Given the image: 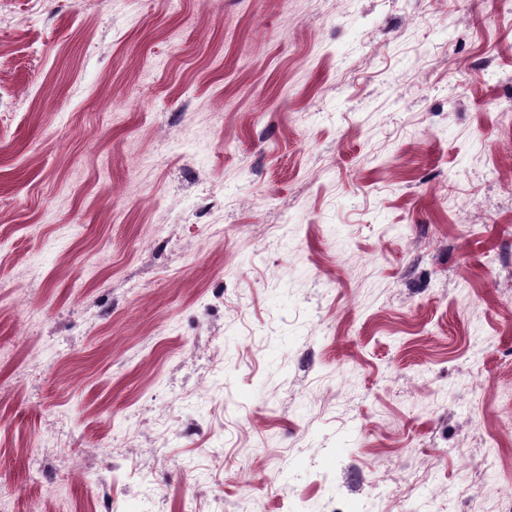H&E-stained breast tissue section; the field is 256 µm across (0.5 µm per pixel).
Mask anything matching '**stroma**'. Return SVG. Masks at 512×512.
<instances>
[{
    "instance_id": "1",
    "label": "stroma",
    "mask_w": 512,
    "mask_h": 512,
    "mask_svg": "<svg viewBox=\"0 0 512 512\" xmlns=\"http://www.w3.org/2000/svg\"><path fill=\"white\" fill-rule=\"evenodd\" d=\"M511 184L496 0H0V505L502 512Z\"/></svg>"
}]
</instances>
